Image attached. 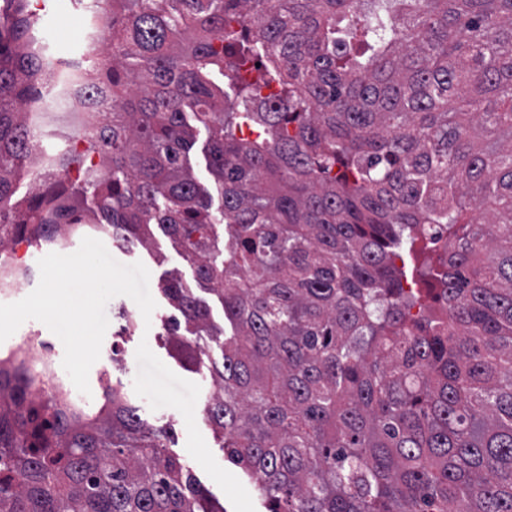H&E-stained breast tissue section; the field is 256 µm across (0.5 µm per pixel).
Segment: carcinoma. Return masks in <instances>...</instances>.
<instances>
[{"mask_svg":"<svg viewBox=\"0 0 512 512\" xmlns=\"http://www.w3.org/2000/svg\"><path fill=\"white\" fill-rule=\"evenodd\" d=\"M111 20L86 70L112 107L83 153L50 146L86 175L17 198L44 64L25 0L0 6V253L176 240L231 333L175 273L172 350L269 512H512V0H111ZM428 250L434 310L404 286ZM35 395L0 353V512H215L122 388Z\"/></svg>","mask_w":512,"mask_h":512,"instance_id":"obj_1","label":"carcinoma"}]
</instances>
